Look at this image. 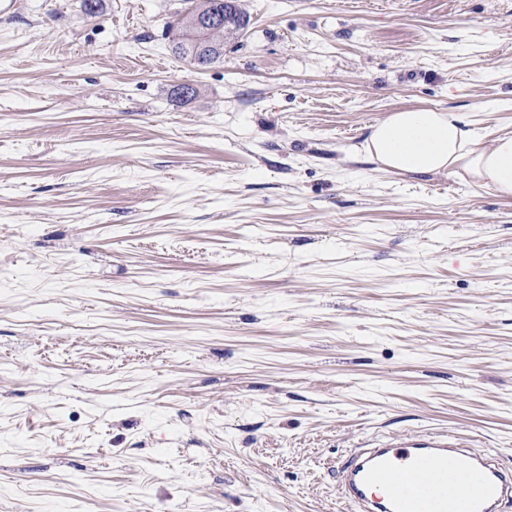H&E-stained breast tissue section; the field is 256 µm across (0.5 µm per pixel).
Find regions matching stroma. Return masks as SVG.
I'll list each match as a JSON object with an SVG mask.
<instances>
[{"label": "stroma", "instance_id": "1", "mask_svg": "<svg viewBox=\"0 0 512 512\" xmlns=\"http://www.w3.org/2000/svg\"><path fill=\"white\" fill-rule=\"evenodd\" d=\"M186 0L0 15V512H346L351 445L512 468V198L407 177L375 123L512 133V0ZM238 0H192L191 5L183 14L179 15L176 22L177 41L175 42V51L185 59H188L197 67H208L218 62L224 55V36L226 30H235V32H243L248 25V17L246 11L239 4ZM231 12L234 16L232 21V29L224 26V22L211 25L205 30H196L190 24L198 28H205L212 23L215 18L213 16L191 15L189 23L185 21V17L192 13H221Z\"/></svg>", "mask_w": 512, "mask_h": 512}]
</instances>
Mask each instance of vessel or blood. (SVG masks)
<instances>
[{
  "label": "vessel or blood",
  "mask_w": 512,
  "mask_h": 512,
  "mask_svg": "<svg viewBox=\"0 0 512 512\" xmlns=\"http://www.w3.org/2000/svg\"><path fill=\"white\" fill-rule=\"evenodd\" d=\"M349 512H503L512 473L452 431L374 437L340 468Z\"/></svg>",
  "instance_id": "1"
}]
</instances>
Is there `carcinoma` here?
I'll return each mask as SVG.
<instances>
[{"label": "carcinoma", "mask_w": 512, "mask_h": 512, "mask_svg": "<svg viewBox=\"0 0 512 512\" xmlns=\"http://www.w3.org/2000/svg\"><path fill=\"white\" fill-rule=\"evenodd\" d=\"M227 11L234 16L233 30L244 31L248 17L238 0H191L190 7L179 15L176 22L175 51L197 67H208L218 62L224 55V36L228 27L221 22L197 30L185 21V17L197 12L222 14Z\"/></svg>", "instance_id": "carcinoma-1"}]
</instances>
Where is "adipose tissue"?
I'll return each instance as SVG.
<instances>
[{"label":"adipose tissue","mask_w":512,"mask_h":512,"mask_svg":"<svg viewBox=\"0 0 512 512\" xmlns=\"http://www.w3.org/2000/svg\"><path fill=\"white\" fill-rule=\"evenodd\" d=\"M383 168L403 175H462L512 197V135L483 145L452 110L403 109L378 122L363 146Z\"/></svg>","instance_id":"ef3b65f1"}]
</instances>
